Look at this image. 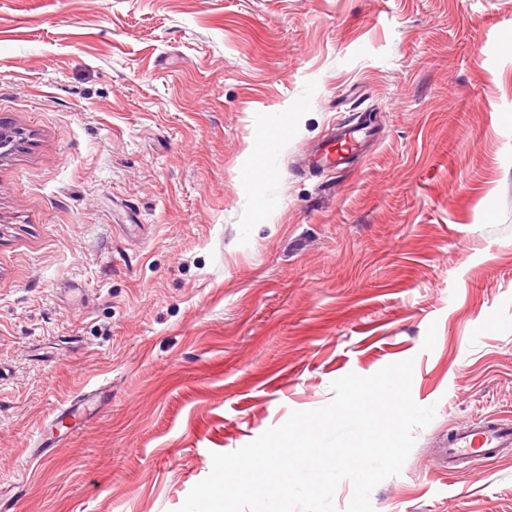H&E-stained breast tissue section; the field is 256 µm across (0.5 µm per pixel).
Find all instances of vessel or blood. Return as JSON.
Segmentation results:
<instances>
[{
  "label": "vessel or blood",
  "mask_w": 512,
  "mask_h": 512,
  "mask_svg": "<svg viewBox=\"0 0 512 512\" xmlns=\"http://www.w3.org/2000/svg\"><path fill=\"white\" fill-rule=\"evenodd\" d=\"M368 140L364 128L340 125L333 128L328 139L315 146L310 161L315 165L336 170L345 167L352 157L362 152ZM512 447V421L504 418L477 417L457 427L448 436L444 453L449 474H456L460 463L469 467L483 465L498 458L502 449Z\"/></svg>",
  "instance_id": "1"
}]
</instances>
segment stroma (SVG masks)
I'll list each match as a JSON object with an SVG mask.
<instances>
[{"mask_svg": "<svg viewBox=\"0 0 512 512\" xmlns=\"http://www.w3.org/2000/svg\"><path fill=\"white\" fill-rule=\"evenodd\" d=\"M510 41L512 0H0L11 512H177L212 453L406 359L436 413L374 512H512V449L439 454L512 418ZM369 113L370 151L309 164ZM512 447V422L508 418L477 417L448 434V473L454 475L461 461L471 468L498 458L503 448Z\"/></svg>", "mask_w": 512, "mask_h": 512, "instance_id": "obj_1", "label": "stroma"}]
</instances>
